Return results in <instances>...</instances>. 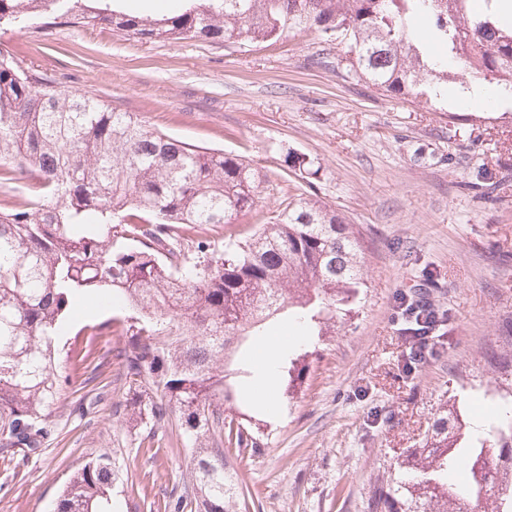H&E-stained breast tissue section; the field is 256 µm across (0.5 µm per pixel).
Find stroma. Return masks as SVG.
<instances>
[{
	"label": "stroma",
	"instance_id": "stroma-1",
	"mask_svg": "<svg viewBox=\"0 0 512 512\" xmlns=\"http://www.w3.org/2000/svg\"><path fill=\"white\" fill-rule=\"evenodd\" d=\"M0 48L64 91H88L118 112L204 148L242 156L267 176L256 211L220 238L272 216L300 185L284 181L287 153L320 164L317 195L367 246L366 286L352 313L326 336H298L287 322L270 334L306 354L304 382L262 417L266 445L228 460L260 512H370L373 491L396 459L421 447L441 408L465 421L512 391V120L501 103L472 107L448 96L453 113L392 99L343 81L338 51L310 33L252 46L202 40L135 42L105 23L78 28L46 17L0 27ZM479 124L449 138V124ZM425 298L446 315L437 354L405 368L408 336L399 299ZM112 317L78 301L56 344L61 369L76 333ZM120 339L94 336L87 368L52 406L54 431L16 464L0 458V512H56L70 478L108 454L119 471L113 512H137L192 480L193 451L177 431L146 427L125 409L128 385L112 355Z\"/></svg>",
	"mask_w": 512,
	"mask_h": 512
}]
</instances>
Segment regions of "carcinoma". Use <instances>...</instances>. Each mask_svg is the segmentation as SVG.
Here are the masks:
<instances>
[{"label":"carcinoma","instance_id":"cac0c4a2","mask_svg":"<svg viewBox=\"0 0 512 512\" xmlns=\"http://www.w3.org/2000/svg\"><path fill=\"white\" fill-rule=\"evenodd\" d=\"M188 0L172 17L136 16L87 0H0V26L52 16L76 27L102 21L128 40L253 44L288 32L341 47L344 79L387 97L448 103L468 74L512 102V24L487 0ZM26 168L36 190L0 208V448L26 459L51 435L46 410L72 385L55 338L71 302L107 290L113 354L129 385L132 419L149 435L177 421L194 450L195 483L172 489L156 512H257L227 466L264 445L263 407L242 395L256 378L240 357L249 338L282 317L326 334L366 286L364 242L315 194L280 202L274 220L224 244L216 229L257 206L266 175L238 155L148 128L89 94L66 93L0 50V170ZM320 167L289 153L283 173L308 187ZM306 355L273 367L288 394ZM455 405L430 438L398 463L400 481L376 489L371 512H512V421L499 415L466 434ZM467 472L464 487L448 471ZM115 463L105 454L72 474L58 512H112Z\"/></svg>","mask_w":512,"mask_h":512}]
</instances>
